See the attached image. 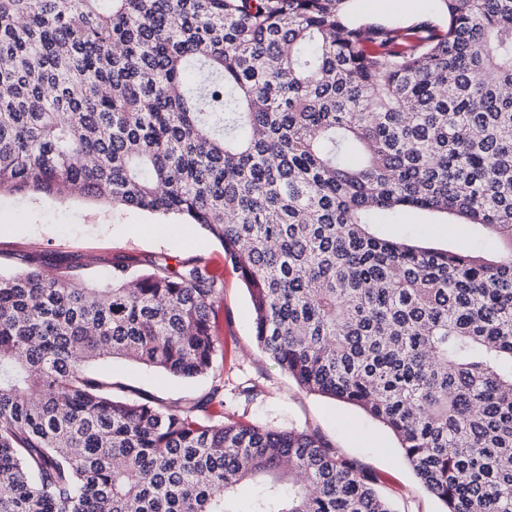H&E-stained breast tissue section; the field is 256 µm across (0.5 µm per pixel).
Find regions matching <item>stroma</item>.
Segmentation results:
<instances>
[{"instance_id":"obj_1","label":"stroma","mask_w":512,"mask_h":512,"mask_svg":"<svg viewBox=\"0 0 512 512\" xmlns=\"http://www.w3.org/2000/svg\"><path fill=\"white\" fill-rule=\"evenodd\" d=\"M353 14L366 21L407 26L439 15L438 0H355ZM160 218L111 207L86 198L60 202L45 196L0 193V271L16 272L23 252L37 264L52 267L74 258L92 262V277L108 276L107 259L134 255L170 262L199 259L224 275V293L217 305L219 351L224 356V418L269 429L315 432L357 457L378 477L380 492L394 512H443V504L418 482L402 458L393 434L360 408L300 388L295 380L258 347L253 312L239 272L224 257L221 244L199 226L170 225L153 237L148 225ZM379 233L416 237L438 247L497 253L493 238L474 227L447 226L436 218L404 212L380 219ZM97 374L121 386L129 397L147 394L172 405L206 393L208 377H175L120 359L97 364Z\"/></svg>"}]
</instances>
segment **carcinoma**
I'll return each instance as SVG.
<instances>
[{
    "instance_id": "1",
    "label": "carcinoma",
    "mask_w": 512,
    "mask_h": 512,
    "mask_svg": "<svg viewBox=\"0 0 512 512\" xmlns=\"http://www.w3.org/2000/svg\"><path fill=\"white\" fill-rule=\"evenodd\" d=\"M353 0H0V192L198 225L259 348L396 437L445 512H512V0L443 20ZM420 211L495 256L379 235ZM0 274V512H393L315 433L120 396V358L215 376L208 265L113 258ZM353 14L366 21L407 26L423 18H441L437 0H357Z\"/></svg>"
}]
</instances>
